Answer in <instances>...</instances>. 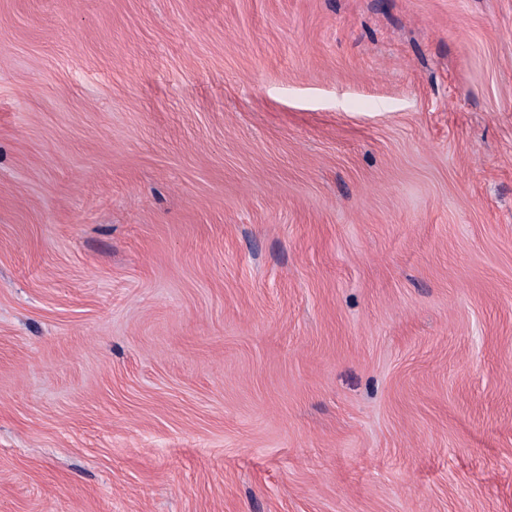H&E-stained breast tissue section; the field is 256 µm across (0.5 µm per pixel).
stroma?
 Wrapping results in <instances>:
<instances>
[{"label":"stroma","mask_w":512,"mask_h":512,"mask_svg":"<svg viewBox=\"0 0 512 512\" xmlns=\"http://www.w3.org/2000/svg\"><path fill=\"white\" fill-rule=\"evenodd\" d=\"M0 512H512V0H0Z\"/></svg>","instance_id":"obj_1"}]
</instances>
